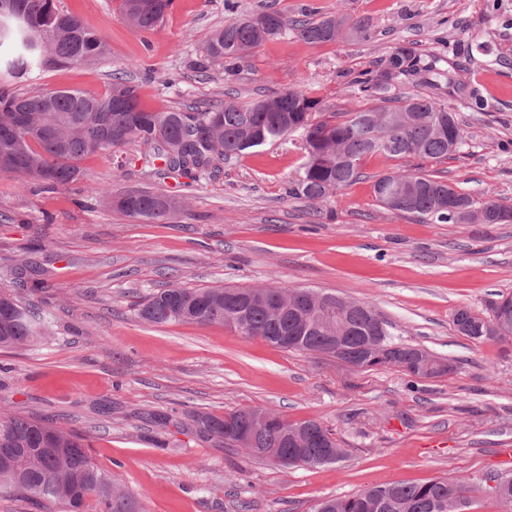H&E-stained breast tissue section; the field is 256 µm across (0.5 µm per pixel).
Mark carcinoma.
Returning <instances> with one entry per match:
<instances>
[{"label": "carcinoma", "instance_id": "carcinoma-1", "mask_svg": "<svg viewBox=\"0 0 512 512\" xmlns=\"http://www.w3.org/2000/svg\"><path fill=\"white\" fill-rule=\"evenodd\" d=\"M172 0H120V17L140 31H153ZM309 44L340 39L368 40L365 19L323 17L295 19L277 11L233 19L217 29L203 48L207 65L229 68L250 50L286 32ZM102 35L54 0H0V68L20 75L52 67L94 64L106 57ZM422 75L432 86L449 80L448 71L432 60L422 65L400 48L382 60L373 77L354 81L367 104L340 116H324L321 100L307 89L275 92L258 101L224 100L205 112L180 109L151 111L140 103V86L112 76L107 93L80 90L14 94L0 90V156L11 161L13 175L45 192L81 182L83 162L132 143L148 146L162 178L199 179L245 151L299 133L304 138L303 163L291 193L315 204L359 178L369 155L439 161L457 152L465 129L456 113L435 98L400 95L403 77ZM378 203L392 211L440 223L512 221V206L491 197L477 200L454 185L421 173L393 171L373 183ZM104 206L150 223H167L186 209L182 197L148 188L105 195ZM139 319L152 324H222L248 338H261L288 350L316 353L331 336L345 346L340 361L369 370L395 367L416 372L415 345L393 337L368 303L346 300L333 314L319 309L310 316L266 295L264 288L159 289L131 304ZM453 324L477 342L512 340V296H501L484 316L468 307L456 310ZM52 315L29 299L0 290V350L23 349L51 335ZM370 336L384 337L380 357L365 359L359 351ZM280 415L248 407L222 416L200 418V432L224 447L249 426V415ZM325 448H292L277 423L255 434L257 448L271 456L308 457L306 466L340 462L345 449L331 430L321 427ZM10 451L13 465L0 469V496L17 497L58 512H144L140 498L92 460L86 438L55 431L54 422L21 414L0 416V453ZM473 486L438 477L425 483H382L359 494L322 499L318 512H451L453 499L466 496L472 507Z\"/></svg>", "mask_w": 512, "mask_h": 512}]
</instances>
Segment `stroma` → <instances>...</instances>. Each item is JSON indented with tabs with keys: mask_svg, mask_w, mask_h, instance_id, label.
<instances>
[{
	"mask_svg": "<svg viewBox=\"0 0 512 512\" xmlns=\"http://www.w3.org/2000/svg\"><path fill=\"white\" fill-rule=\"evenodd\" d=\"M173 0L141 32L119 0H57L98 29L108 56L0 86L18 92L106 91L121 71L143 105L188 112L232 97L256 101L315 89L327 112L361 100L354 80L408 48L438 60L453 83L400 80L401 94L437 98L457 112L462 148L438 162L365 159L362 176L320 204L289 196L303 150L293 135L251 150L192 185L149 175L146 147L86 160L81 193H41L0 176V264L40 268L51 341L0 350V408L51 419L87 438L94 463L140 496L145 512H312L317 501L381 483L437 477L476 486L471 512H503L482 489L512 477V344L459 335L456 309L487 311L512 295V223L444 224L382 207L373 183L391 171L436 174L475 199L512 205V0ZM312 8L370 20L367 41L308 44L286 33L233 70L192 65L213 32L263 10ZM478 90L482 108L471 105ZM148 187L190 198L187 213L154 224L103 207L101 193ZM313 288L373 305L395 337L450 359L453 371L415 379L393 367L358 370L288 351L221 325H155L132 302L159 285ZM261 406L288 421H319L347 450L336 464L285 468L202 439L196 419Z\"/></svg>",
	"mask_w": 512,
	"mask_h": 512,
	"instance_id": "obj_1",
	"label": "stroma"
}]
</instances>
